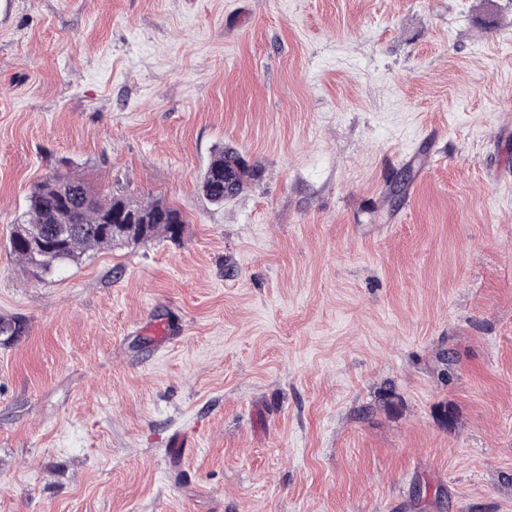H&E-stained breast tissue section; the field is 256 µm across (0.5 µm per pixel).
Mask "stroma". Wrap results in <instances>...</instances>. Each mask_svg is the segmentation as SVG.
Returning <instances> with one entry per match:
<instances>
[{
    "mask_svg": "<svg viewBox=\"0 0 512 512\" xmlns=\"http://www.w3.org/2000/svg\"><path fill=\"white\" fill-rule=\"evenodd\" d=\"M66 169L182 236L34 278ZM1 318L0 512H512V0H0ZM249 176L248 166L237 153L219 149L201 178L200 188L211 204L223 206L224 199L235 196L242 190Z\"/></svg>",
    "mask_w": 512,
    "mask_h": 512,
    "instance_id": "35a3bbf8",
    "label": "stroma"
}]
</instances>
